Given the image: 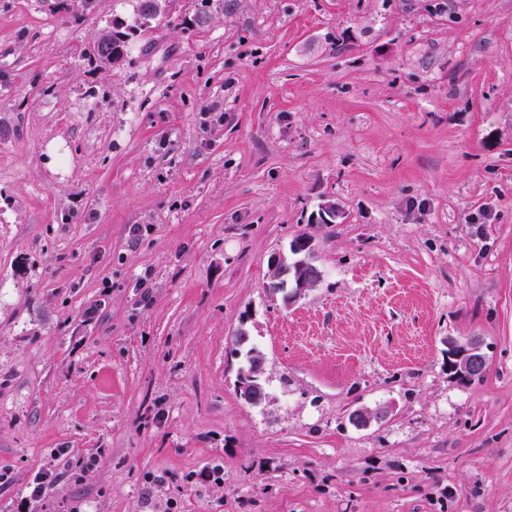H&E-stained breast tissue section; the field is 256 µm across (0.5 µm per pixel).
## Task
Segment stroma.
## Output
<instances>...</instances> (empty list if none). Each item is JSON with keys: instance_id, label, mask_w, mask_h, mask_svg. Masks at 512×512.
I'll use <instances>...</instances> for the list:
<instances>
[{"instance_id": "obj_1", "label": "stroma", "mask_w": 512, "mask_h": 512, "mask_svg": "<svg viewBox=\"0 0 512 512\" xmlns=\"http://www.w3.org/2000/svg\"><path fill=\"white\" fill-rule=\"evenodd\" d=\"M134 6L0 0V507L512 512V0H172L106 65ZM120 21L121 20H116L115 22H113L114 36H113L111 45L107 46V48L111 53L116 54L118 57H120L123 62L124 59L126 58V56L128 55L127 51H128V47H129L128 44H129L130 34L126 33L125 31L119 30L120 28H122L124 26V23L120 22ZM126 38H128V39H126ZM116 55L104 57L102 59V61L105 64L111 65L114 67V66L120 64V62H121V59H119ZM288 251L289 248L286 251L277 252L271 257V280L273 282H269L266 288L276 292L275 282L284 280L282 298L286 305H291L303 295L307 288L314 287L320 281L321 274L318 273L316 257L313 256L311 261L317 267H311V264L303 261L296 267L293 276H291L292 270L288 267ZM236 345L237 347L234 349L235 355L243 356V364L238 370V381L246 384L253 383L254 380L251 379L253 363L258 356L259 350L253 343H250L249 338L246 341L236 338ZM455 362L451 364V368L464 377L476 378L483 374L485 358L480 341L477 339L468 341L457 352Z\"/></svg>"}]
</instances>
